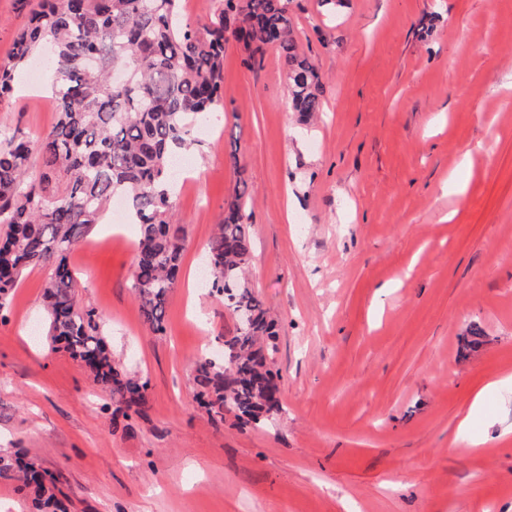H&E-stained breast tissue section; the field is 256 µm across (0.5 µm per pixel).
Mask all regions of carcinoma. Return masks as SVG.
Here are the masks:
<instances>
[{"mask_svg": "<svg viewBox=\"0 0 512 512\" xmlns=\"http://www.w3.org/2000/svg\"><path fill=\"white\" fill-rule=\"evenodd\" d=\"M16 2L28 18L0 63V98L11 93L16 71L47 48L57 118L44 133L35 177L25 135L0 130V309L30 269H47L48 335L119 406L139 413L147 384L112 360L103 317L77 298L69 254L102 223L112 198L123 197L138 237L132 288L148 328L164 332L184 249L173 163L199 144L197 124L221 104L226 44L243 43L252 65L275 51L287 66L292 107L304 116L323 110L322 77L300 51L292 0H217L202 32L184 21L181 0ZM248 197L247 183L238 182L206 248L211 292L231 313L250 316L222 337L221 354L196 362V397L217 428L227 413L260 424L281 411L278 373L264 347L275 323L244 278L252 254ZM1 480L22 482L36 512H67L59 479L18 451L0 455Z\"/></svg>", "mask_w": 512, "mask_h": 512, "instance_id": "cac0c4a2", "label": "carcinoma"}]
</instances>
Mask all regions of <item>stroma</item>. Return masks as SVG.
<instances>
[{
	"mask_svg": "<svg viewBox=\"0 0 512 512\" xmlns=\"http://www.w3.org/2000/svg\"><path fill=\"white\" fill-rule=\"evenodd\" d=\"M291 10L324 110L292 112L275 51L251 66L226 46L219 124L176 198L185 242L164 333L131 288L134 225L105 216L69 256L114 362L147 384L145 411L113 422L93 374L34 336L47 270L0 311V451L62 474L68 512H512V0ZM31 73L0 100V126L36 146L56 108L26 91ZM241 178L282 410L217 428L195 363L235 320L201 263Z\"/></svg>",
	"mask_w": 512,
	"mask_h": 512,
	"instance_id": "1",
	"label": "stroma"
}]
</instances>
